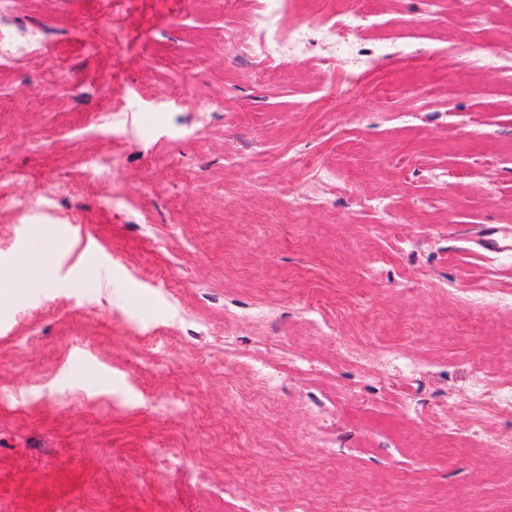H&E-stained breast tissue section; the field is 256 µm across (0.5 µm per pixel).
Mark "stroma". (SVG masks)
<instances>
[{"label": "stroma", "mask_w": 512, "mask_h": 512, "mask_svg": "<svg viewBox=\"0 0 512 512\" xmlns=\"http://www.w3.org/2000/svg\"><path fill=\"white\" fill-rule=\"evenodd\" d=\"M253 2L9 0L11 25L43 42L0 65V167L20 174L4 193L29 202H0V272L38 249L49 276L0 301V512H345L354 497L466 512L473 488L512 495L496 449L444 461L424 417L437 403L462 424L476 366L512 380V308L465 303L512 297V258L482 240L512 231V76L450 54L483 0H368L371 63L332 94L317 49L247 80ZM103 158L116 178L92 179ZM48 180L69 194L45 197ZM283 186L327 203L289 209ZM78 233L89 246L69 243ZM258 305L277 311L264 330L245 316ZM261 339L269 362L281 346L329 366L286 375L251 415L240 363ZM385 345L447 368L393 390ZM309 394L343 411L327 458L283 448L315 421ZM155 448L175 451L170 467Z\"/></svg>", "instance_id": "obj_1"}]
</instances>
